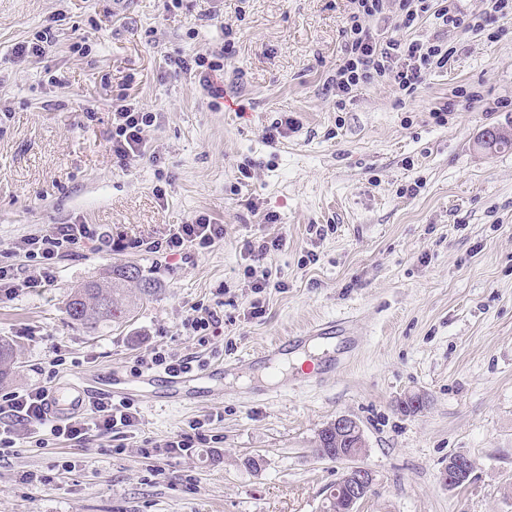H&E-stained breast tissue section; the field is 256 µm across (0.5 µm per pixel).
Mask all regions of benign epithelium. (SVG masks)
Returning <instances> with one entry per match:
<instances>
[{"mask_svg": "<svg viewBox=\"0 0 512 512\" xmlns=\"http://www.w3.org/2000/svg\"><path fill=\"white\" fill-rule=\"evenodd\" d=\"M325 428L336 433V439L352 442L346 452H338L336 461L346 465L342 477L329 491L328 499L333 512H357V506L364 501L373 487V475L369 469L356 464L365 453L366 442L358 421L341 415L327 423ZM475 468L474 460L464 454H456L448 459V472L445 483L453 488L466 481Z\"/></svg>", "mask_w": 512, "mask_h": 512, "instance_id": "7a95c632", "label": "benign epithelium"}]
</instances>
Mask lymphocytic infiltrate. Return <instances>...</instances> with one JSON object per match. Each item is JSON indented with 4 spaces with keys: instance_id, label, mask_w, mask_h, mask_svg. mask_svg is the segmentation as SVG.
<instances>
[{
    "instance_id": "lymphocytic-infiltrate-1",
    "label": "lymphocytic infiltrate",
    "mask_w": 512,
    "mask_h": 512,
    "mask_svg": "<svg viewBox=\"0 0 512 512\" xmlns=\"http://www.w3.org/2000/svg\"><path fill=\"white\" fill-rule=\"evenodd\" d=\"M483 14L464 19L457 0H352L341 30L342 57L330 78L338 96L348 97L363 86L385 81L400 92L410 95L434 70L447 68L455 50L444 39L445 33L468 28L476 33L504 18H512V0H485ZM434 20L441 37L429 40L400 38L403 30H411L425 21ZM234 52L232 40L214 52L191 57L166 56L165 72L171 76L199 70L203 87L217 98L222 87L214 85L211 73L223 70L225 57ZM112 129V153L118 166L124 167L143 157L145 131L154 123L152 112L137 105L120 106ZM95 229L87 224H58L52 232L34 236L26 246L31 257L40 259L43 272L25 280V287L36 289L51 285L55 265L61 257L73 252L84 240L93 238ZM224 238L223 225L201 215L191 222L174 225L164 248L169 255L182 254L189 248L207 250ZM44 386L15 391L0 396V457L15 454L18 439L10 427L19 422L28 434L39 438H64L81 442L90 432L109 433L133 425L136 415L131 404L100 398L93 403L92 416H77L64 422L48 418Z\"/></svg>"
}]
</instances>
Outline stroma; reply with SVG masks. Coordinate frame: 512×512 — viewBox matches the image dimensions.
<instances>
[{"instance_id": "stroma-1", "label": "stroma", "mask_w": 512, "mask_h": 512, "mask_svg": "<svg viewBox=\"0 0 512 512\" xmlns=\"http://www.w3.org/2000/svg\"><path fill=\"white\" fill-rule=\"evenodd\" d=\"M350 0H0V264L38 276L24 240L88 224L51 286L0 298L17 362L0 395L116 370L159 347L225 366L224 386L186 408L133 403V426L82 442L24 438L0 459V512H323L342 464L315 457L341 415L364 433L373 474L358 512H512V148L479 141L512 122V20L497 40L449 33L455 54L410 97L373 84L338 103L328 78ZM212 75L163 76L165 55L208 53ZM51 30L46 56L14 48ZM63 84H55L53 76ZM152 111L147 155L112 156L121 102ZM445 120L432 111L443 103ZM290 119L272 142L265 131ZM224 227L208 250L139 248L198 214ZM323 236H316V228ZM281 239L254 259L245 241ZM137 265L154 292L127 322L91 333L65 313L72 288ZM218 304L202 343L193 306ZM260 316H253V306ZM332 326L336 346L292 368L264 399L237 359L280 336ZM412 395L425 405L402 408ZM221 413L222 421L209 417ZM205 423L208 442L173 461L156 448ZM475 461L448 488V458ZM35 471L34 488L19 480Z\"/></svg>"}]
</instances>
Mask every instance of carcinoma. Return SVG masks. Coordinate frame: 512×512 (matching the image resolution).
<instances>
[{"label":"carcinoma","instance_id":"1","mask_svg":"<svg viewBox=\"0 0 512 512\" xmlns=\"http://www.w3.org/2000/svg\"><path fill=\"white\" fill-rule=\"evenodd\" d=\"M140 277V270L133 266H125L112 270V281L109 284L97 281H86L73 289L66 303L65 312L70 320L94 332L104 324L119 323L128 319L134 311V305L124 294L123 283ZM15 358L13 344L0 338V378ZM345 441H336L335 434H323L315 442L312 453L321 457L336 448H345Z\"/></svg>","mask_w":512,"mask_h":512}]
</instances>
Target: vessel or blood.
<instances>
[{
	"label": "vessel or blood",
	"instance_id": "vessel-or-blood-1",
	"mask_svg": "<svg viewBox=\"0 0 512 512\" xmlns=\"http://www.w3.org/2000/svg\"><path fill=\"white\" fill-rule=\"evenodd\" d=\"M297 336L276 339L260 351L249 354L246 364L271 368L287 355L291 346L300 344ZM220 367H202L193 376L142 374L136 381L126 382L115 372H106L94 379L82 378L78 381H66L49 391L47 413L52 420L62 421L86 412L92 400L106 396L120 400L141 402L175 403L184 407L206 403L210 392L207 384L223 377Z\"/></svg>",
	"mask_w": 512,
	"mask_h": 512
}]
</instances>
